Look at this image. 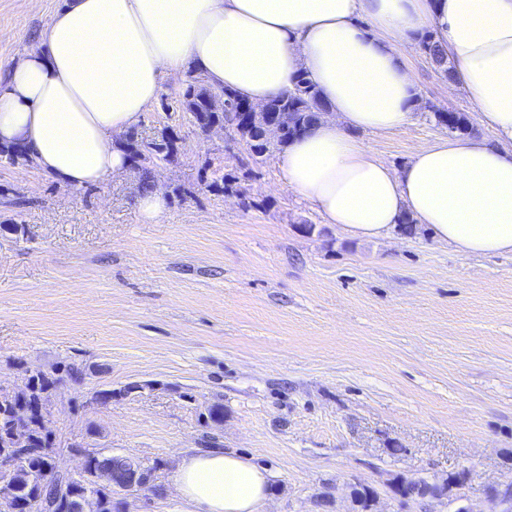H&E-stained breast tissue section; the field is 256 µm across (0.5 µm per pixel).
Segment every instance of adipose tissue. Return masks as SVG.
I'll list each match as a JSON object with an SVG mask.
<instances>
[{"mask_svg": "<svg viewBox=\"0 0 512 512\" xmlns=\"http://www.w3.org/2000/svg\"><path fill=\"white\" fill-rule=\"evenodd\" d=\"M427 30L496 142L441 139L397 170L357 134L412 121L417 85L396 47ZM188 71L253 104L307 74L330 114L284 147L282 181L345 236L407 217L461 253H512V0H63L0 77V147L74 190L106 182L127 170L120 140L163 74ZM272 479L193 449L173 483L193 512H265Z\"/></svg>", "mask_w": 512, "mask_h": 512, "instance_id": "obj_1", "label": "adipose tissue"}]
</instances>
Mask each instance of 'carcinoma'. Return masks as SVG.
<instances>
[{
  "label": "carcinoma",
  "mask_w": 512,
  "mask_h": 512,
  "mask_svg": "<svg viewBox=\"0 0 512 512\" xmlns=\"http://www.w3.org/2000/svg\"><path fill=\"white\" fill-rule=\"evenodd\" d=\"M420 44L427 56L435 63L446 78L452 77L453 69L448 67V58L435 40L432 32L427 31L420 37ZM212 90L202 77L189 73L183 82L182 90L175 100L176 109L190 114L193 125L200 134H207L210 127L218 122H226L232 126L237 124L239 108L243 100L236 94L222 90L224 110L217 111L211 105ZM265 107L271 112L279 113L284 119L285 131L278 139L265 141L261 136L262 121L236 130L239 140L248 148L254 163H259L276 150L282 149L290 140L305 132L317 120L327 106L321 100L318 90L304 74L296 77L293 88L271 98ZM437 122L451 133L465 134L469 130L467 117L459 112L434 110ZM179 135L174 129L165 128L156 139L148 142L140 139L134 131L126 134L122 140V148L126 153L130 166L139 175L142 191H150L155 186L156 168L162 161H167L175 152ZM253 170L247 164H241L239 170L227 172L222 177V189L228 195H242L241 181L248 179ZM55 372L36 370L29 377L28 405H33L51 394L55 386ZM89 466L98 470H106L123 475L129 465V459L120 456L93 455L88 460ZM42 469H53L52 458L42 455L34 456L29 464L15 471L5 486L0 485V492L12 495L22 502L24 508L32 510L51 497L54 485H41L35 481L33 472Z\"/></svg>",
  "instance_id": "cac0c4a2"
}]
</instances>
